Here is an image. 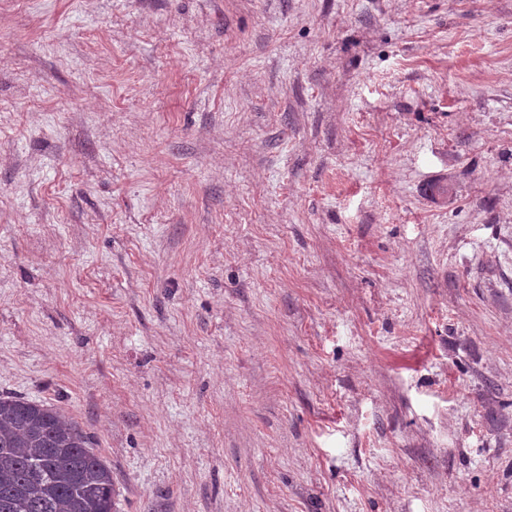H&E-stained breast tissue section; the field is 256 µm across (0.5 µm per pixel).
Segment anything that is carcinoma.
<instances>
[{"instance_id":"obj_1","label":"carcinoma","mask_w":512,"mask_h":512,"mask_svg":"<svg viewBox=\"0 0 512 512\" xmlns=\"http://www.w3.org/2000/svg\"><path fill=\"white\" fill-rule=\"evenodd\" d=\"M112 470L45 402L0 395V512H114Z\"/></svg>"}]
</instances>
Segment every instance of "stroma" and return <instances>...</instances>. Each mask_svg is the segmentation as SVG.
I'll return each mask as SVG.
<instances>
[{"mask_svg": "<svg viewBox=\"0 0 512 512\" xmlns=\"http://www.w3.org/2000/svg\"><path fill=\"white\" fill-rule=\"evenodd\" d=\"M1 393L117 512H512V0H0Z\"/></svg>", "mask_w": 512, "mask_h": 512, "instance_id": "obj_1", "label": "stroma"}]
</instances>
